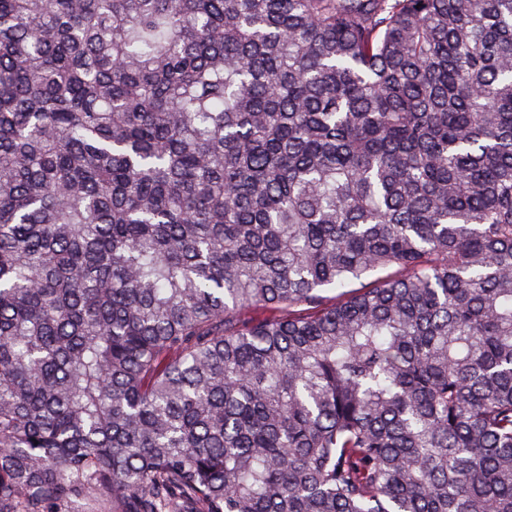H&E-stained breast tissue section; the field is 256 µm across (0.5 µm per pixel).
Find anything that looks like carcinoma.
I'll list each match as a JSON object with an SVG mask.
<instances>
[{
  "instance_id": "carcinoma-1",
  "label": "carcinoma",
  "mask_w": 512,
  "mask_h": 512,
  "mask_svg": "<svg viewBox=\"0 0 512 512\" xmlns=\"http://www.w3.org/2000/svg\"><path fill=\"white\" fill-rule=\"evenodd\" d=\"M0 512H512V0H0Z\"/></svg>"
}]
</instances>
